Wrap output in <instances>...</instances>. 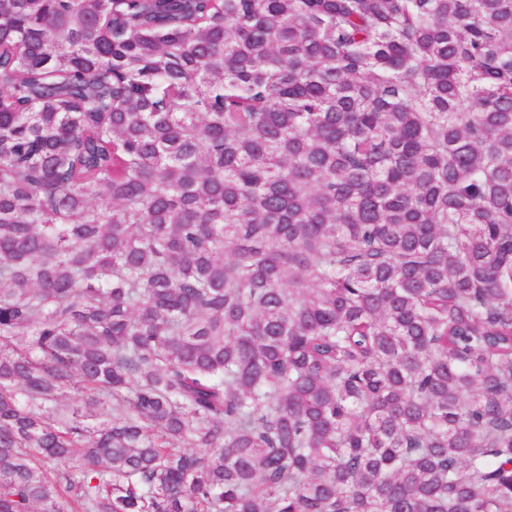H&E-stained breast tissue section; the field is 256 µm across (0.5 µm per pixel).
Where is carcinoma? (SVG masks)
<instances>
[{"instance_id": "cac0c4a2", "label": "carcinoma", "mask_w": 512, "mask_h": 512, "mask_svg": "<svg viewBox=\"0 0 512 512\" xmlns=\"http://www.w3.org/2000/svg\"><path fill=\"white\" fill-rule=\"evenodd\" d=\"M0 512H512V0H0Z\"/></svg>"}]
</instances>
